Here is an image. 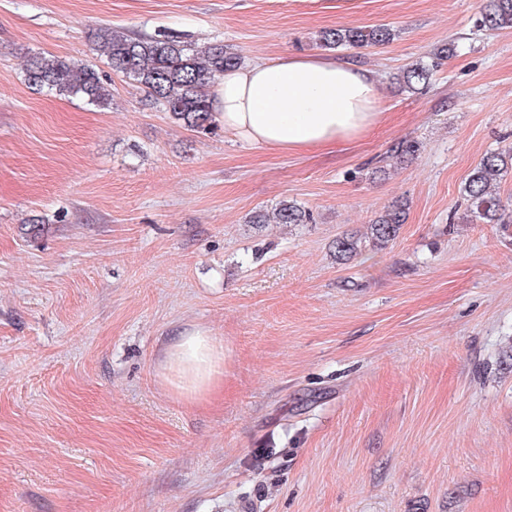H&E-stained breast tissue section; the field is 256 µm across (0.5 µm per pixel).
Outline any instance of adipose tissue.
<instances>
[{
    "label": "adipose tissue",
    "instance_id": "1",
    "mask_svg": "<svg viewBox=\"0 0 512 512\" xmlns=\"http://www.w3.org/2000/svg\"><path fill=\"white\" fill-rule=\"evenodd\" d=\"M381 94L366 69L296 55L225 69L211 88L217 121L256 150L297 153L359 137L382 117ZM174 392L204 401L224 386V347L210 332L186 329L161 363Z\"/></svg>",
    "mask_w": 512,
    "mask_h": 512
}]
</instances>
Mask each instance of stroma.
Masks as SVG:
<instances>
[{"label":"stroma","instance_id":"stroma-1","mask_svg":"<svg viewBox=\"0 0 512 512\" xmlns=\"http://www.w3.org/2000/svg\"><path fill=\"white\" fill-rule=\"evenodd\" d=\"M478 17V0H0V512H512V223L467 217L464 194L512 145V29ZM380 24L399 37L329 53L375 73L379 123L300 153L190 131L112 71L105 109L24 81L36 52L99 64L102 27L252 62ZM284 200L314 223H249ZM397 200V238L336 262ZM196 327L224 346L204 403L158 367ZM431 75L432 68L423 61H417L402 71L400 81L406 92L417 93L429 83ZM363 243L364 241L358 235L345 234L337 237L333 243L336 260L348 261L356 256L361 251Z\"/></svg>","mask_w":512,"mask_h":512}]
</instances>
